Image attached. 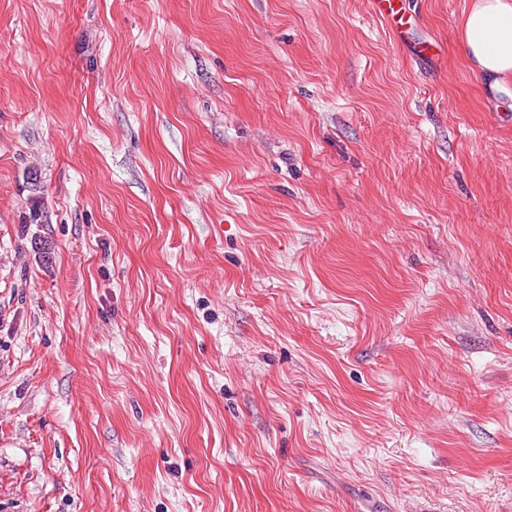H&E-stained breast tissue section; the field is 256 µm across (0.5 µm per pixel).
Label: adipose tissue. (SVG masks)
Listing matches in <instances>:
<instances>
[{"instance_id":"ef3b65f1","label":"adipose tissue","mask_w":512,"mask_h":512,"mask_svg":"<svg viewBox=\"0 0 512 512\" xmlns=\"http://www.w3.org/2000/svg\"><path fill=\"white\" fill-rule=\"evenodd\" d=\"M459 45L488 89L504 90L512 82V0H473Z\"/></svg>"}]
</instances>
